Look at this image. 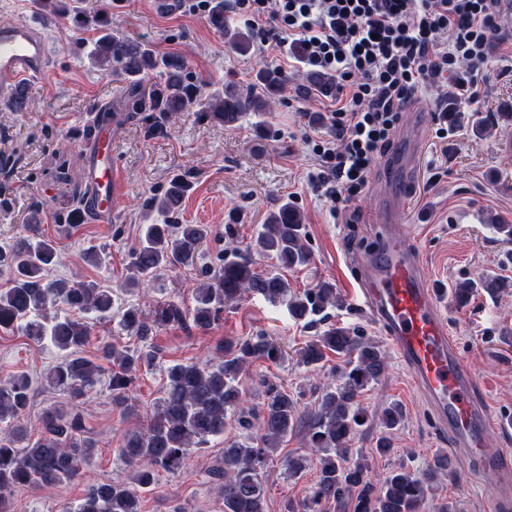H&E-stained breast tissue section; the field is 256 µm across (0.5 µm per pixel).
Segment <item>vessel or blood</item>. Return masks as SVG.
Segmentation results:
<instances>
[{
    "instance_id": "vessel-or-blood-1",
    "label": "vessel or blood",
    "mask_w": 512,
    "mask_h": 512,
    "mask_svg": "<svg viewBox=\"0 0 512 512\" xmlns=\"http://www.w3.org/2000/svg\"><path fill=\"white\" fill-rule=\"evenodd\" d=\"M51 58L45 37L27 21L1 25L0 99L13 98L21 81L46 78ZM85 160L81 213L108 221L120 185V172L112 164L111 126H97ZM401 206L395 199L387 204L388 227L381 245L358 264L359 291L455 451L492 469L497 475L496 497H510L512 450L501 447L493 435L492 414L479 400L477 382L440 310L442 289L427 282L419 253L405 244V227L395 221Z\"/></svg>"
}]
</instances>
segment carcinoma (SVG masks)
<instances>
[{
    "label": "carcinoma",
    "instance_id": "cac0c4a2",
    "mask_svg": "<svg viewBox=\"0 0 512 512\" xmlns=\"http://www.w3.org/2000/svg\"><path fill=\"white\" fill-rule=\"evenodd\" d=\"M96 30L91 59L109 66L116 79L140 85L156 73L163 77L164 83L137 104V110L148 113L149 130L161 129L172 114L196 101L197 85L190 81L180 56L158 54L140 42L113 36L104 16L97 19ZM230 42L237 52L246 54L252 47V33L237 29ZM284 83L280 71L266 68L258 76L260 93L244 94L226 87L210 95L207 110L232 126L248 112H265ZM188 190L189 183L176 176L163 193L151 198L149 208L165 216L180 206ZM208 235L204 224L145 225L130 254L121 291L149 285L160 273L193 263ZM257 255L276 260L283 269L309 265L311 251L303 215L292 203L285 201L269 213L253 248L241 251L228 246L219 264L200 270L192 308L168 301L148 317L140 308L123 303L114 290L48 278L59 257L55 247L38 236L35 224L29 225V234L1 246L0 269L9 272L10 280L9 287L0 289V331L20 330L35 344L48 341L64 353V359L43 380L65 392L71 404L46 408L34 431L25 423L30 378L17 373L0 381V512H10V498L19 488H52L72 480L96 448L91 430L74 405L102 381L105 371L101 363L84 355L91 340L85 315L93 314L99 321L118 315L122 329L141 342L139 348L118 350L102 339L98 346L101 358L110 365L112 407L128 416L136 413L131 386L141 371L158 363V352L149 340L162 328L177 325L208 330L224 306L244 293L282 304L295 320L307 324L325 316L327 308L341 305L336 289L326 282L297 292L283 274L257 271ZM501 287L497 277L486 276L459 284L453 299L463 305L480 289L494 294ZM221 352L219 360L209 365L190 362L166 369L164 394L153 415L145 427L123 435L121 455L136 465L134 484H93L72 512H141L142 493L155 484L159 472L181 469L193 452L224 434L233 421L257 433L248 441L225 442L224 463L208 471L222 497V512H265L260 470L284 438L298 428L319 454V476L308 495L288 500L283 512H325L326 505L345 499L352 512H420L438 481L454 473L452 461L439 454L421 470L401 465L376 480L366 456L353 453V437L367 423L358 398L387 365L383 349L359 330L332 325L300 348V364L314 371L321 368L329 352L343 361L339 384L327 387L318 397L317 408L307 413L300 409L299 398L264 378V402L246 404L240 375L256 361L277 364L284 358L281 345L271 337L261 333L242 336L224 342ZM404 418L398 403L383 409L374 454H392L391 435Z\"/></svg>",
    "mask_w": 512,
    "mask_h": 512
}]
</instances>
